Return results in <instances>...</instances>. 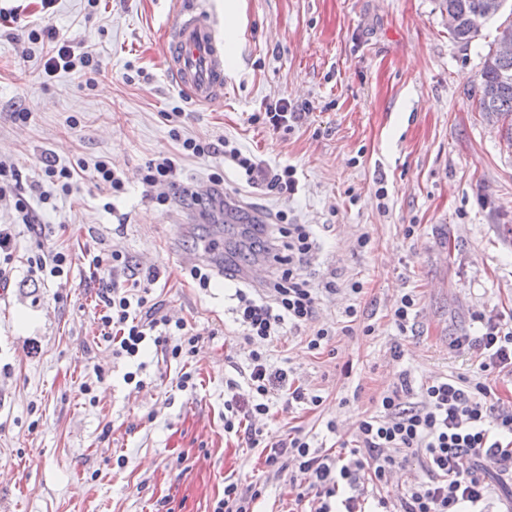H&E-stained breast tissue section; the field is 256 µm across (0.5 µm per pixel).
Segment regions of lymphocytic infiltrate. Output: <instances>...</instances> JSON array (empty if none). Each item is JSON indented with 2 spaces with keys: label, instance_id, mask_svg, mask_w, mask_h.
Here are the masks:
<instances>
[{
  "label": "lymphocytic infiltrate",
  "instance_id": "f902f5d3",
  "mask_svg": "<svg viewBox=\"0 0 512 512\" xmlns=\"http://www.w3.org/2000/svg\"><path fill=\"white\" fill-rule=\"evenodd\" d=\"M46 56L43 69L48 75L61 68L85 75L99 71L92 55H74L64 38L56 40ZM6 196L14 198L22 223L33 228L37 241L52 236V225L42 223L24 197L17 171L0 162V197ZM316 247L309 225L290 223L287 213H280L270 238V278L263 288L235 292L243 339L252 346L248 380L253 401H225V432H234L239 420L251 422L267 415L274 385H286L285 371L271 370L256 344L279 336L284 326L297 329L312 321L322 295L337 291L331 281L316 287L302 271ZM151 286V281H143L133 293L112 281L103 288L105 312L100 321L111 330V343L118 354L130 358L138 357L149 340L164 344L167 356L174 359L192 352L194 337L171 338L165 331L169 318L148 305ZM481 326V335L458 336L451 342L458 349H479L478 376L429 382L416 403L409 400V380L383 391L376 412L360 421L354 448L331 454L313 446L305 435L282 438L258 428L250 435L251 446L267 448L266 463L271 467L281 457L294 459L307 490L314 494L313 512H363L361 497L353 492L357 472L369 471L373 483L383 484L412 458L427 479L408 488L400 512H490L497 489L512 480V410L501 406L493 382L496 372L512 369V327L492 319L482 320ZM488 462L497 466L493 483L476 474Z\"/></svg>",
  "mask_w": 512,
  "mask_h": 512
}]
</instances>
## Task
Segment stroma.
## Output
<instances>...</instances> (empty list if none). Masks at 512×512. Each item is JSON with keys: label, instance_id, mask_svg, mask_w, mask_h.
<instances>
[{"label": "stroma", "instance_id": "stroma-1", "mask_svg": "<svg viewBox=\"0 0 512 512\" xmlns=\"http://www.w3.org/2000/svg\"><path fill=\"white\" fill-rule=\"evenodd\" d=\"M0 7L17 15L0 27V159L55 229L37 245L13 199L0 200L13 246L0 281V512H214L226 484L255 480L264 485L256 512H309L290 470L271 471L245 435L224 431L225 400L251 398L237 284L219 277L200 288L186 261L210 246L225 270L244 273L264 259L254 224L279 212L311 226L307 271L337 292L312 323L263 348L321 405L290 406L275 390L263 430L298 431L325 448L352 440L401 377L417 388L473 375L476 350L449 342L476 334L475 315L512 325V146L476 108L498 20L463 44L438 0H204L216 28L233 23L236 36L224 96L203 105L176 87L159 52L176 0ZM37 25L92 53L94 82L75 71L46 76L28 39ZM280 99L300 118L276 130L260 115ZM175 110L181 118L168 120ZM175 127L230 141L267 168L293 166L296 192L268 190L220 153L182 155ZM162 155L175 158L196 204L158 205L143 184L141 168ZM46 158L87 168L108 160L125 190L110 196L84 174L62 192L41 175ZM219 169L220 192L210 187ZM363 234L370 242L360 249ZM42 249L69 253L62 276L31 272ZM115 250L157 273L148 300L184 320L198 338L194 354L172 359L152 345L136 360L113 354L99 321L103 273L91 260ZM355 282L361 293H351ZM407 293L417 315L402 333L392 313ZM319 327L336 336L313 351ZM184 372L194 386L182 391Z\"/></svg>", "mask_w": 512, "mask_h": 512}]
</instances>
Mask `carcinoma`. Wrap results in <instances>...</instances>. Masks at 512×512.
<instances>
[{
	"instance_id": "carcinoma-1",
	"label": "carcinoma",
	"mask_w": 512,
	"mask_h": 512,
	"mask_svg": "<svg viewBox=\"0 0 512 512\" xmlns=\"http://www.w3.org/2000/svg\"><path fill=\"white\" fill-rule=\"evenodd\" d=\"M489 0H440V7L456 15V25L450 29L460 43H469L478 36L469 24V16L482 10ZM479 112L499 124L512 144V55L500 57L494 50L485 55L477 99Z\"/></svg>"
}]
</instances>
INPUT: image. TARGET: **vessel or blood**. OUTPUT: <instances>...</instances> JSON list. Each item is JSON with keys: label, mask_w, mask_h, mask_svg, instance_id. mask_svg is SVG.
I'll use <instances>...</instances> for the list:
<instances>
[{"label": "vessel or blood", "mask_w": 512, "mask_h": 512, "mask_svg": "<svg viewBox=\"0 0 512 512\" xmlns=\"http://www.w3.org/2000/svg\"><path fill=\"white\" fill-rule=\"evenodd\" d=\"M162 46L170 74L191 99L205 104L223 97V42L201 4L181 10Z\"/></svg>", "instance_id": "obj_1"}]
</instances>
